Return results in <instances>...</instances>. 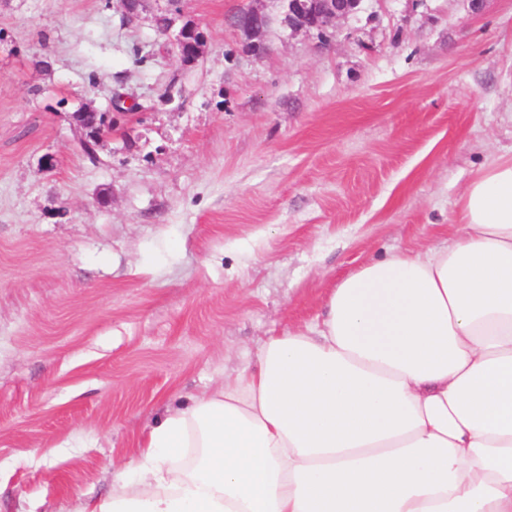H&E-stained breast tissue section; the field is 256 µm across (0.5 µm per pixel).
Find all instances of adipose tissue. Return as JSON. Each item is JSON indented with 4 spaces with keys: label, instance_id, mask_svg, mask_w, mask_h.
Here are the masks:
<instances>
[{
    "label": "adipose tissue",
    "instance_id": "1",
    "mask_svg": "<svg viewBox=\"0 0 512 512\" xmlns=\"http://www.w3.org/2000/svg\"><path fill=\"white\" fill-rule=\"evenodd\" d=\"M456 225L343 277L73 512H512V155Z\"/></svg>",
    "mask_w": 512,
    "mask_h": 512
}]
</instances>
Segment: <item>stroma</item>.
I'll use <instances>...</instances> for the list:
<instances>
[{
    "instance_id": "35a3bbf8",
    "label": "stroma",
    "mask_w": 512,
    "mask_h": 512,
    "mask_svg": "<svg viewBox=\"0 0 512 512\" xmlns=\"http://www.w3.org/2000/svg\"><path fill=\"white\" fill-rule=\"evenodd\" d=\"M253 2L259 58L232 25ZM163 12L203 33L197 62ZM282 12L147 0L128 25L118 0H0V512L110 494L143 434L316 322L340 278L447 245L512 151V0H363L327 44ZM118 94L144 109L90 160L73 113Z\"/></svg>"
}]
</instances>
